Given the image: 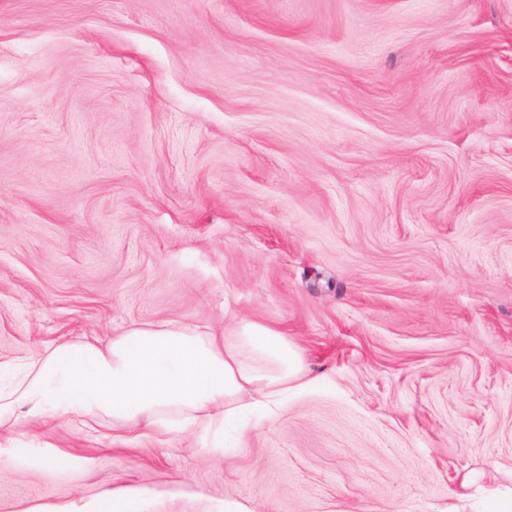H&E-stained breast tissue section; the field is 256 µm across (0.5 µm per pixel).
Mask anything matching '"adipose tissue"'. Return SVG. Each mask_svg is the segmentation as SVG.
<instances>
[{"mask_svg": "<svg viewBox=\"0 0 512 512\" xmlns=\"http://www.w3.org/2000/svg\"><path fill=\"white\" fill-rule=\"evenodd\" d=\"M302 349L280 329L244 322L221 336L146 324L106 345L62 342L0 386V427L53 422L91 428L109 416L163 433L270 417L308 384Z\"/></svg>", "mask_w": 512, "mask_h": 512, "instance_id": "ef3b65f1", "label": "adipose tissue"}]
</instances>
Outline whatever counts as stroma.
Masks as SVG:
<instances>
[{"label":"stroma","instance_id":"obj_1","mask_svg":"<svg viewBox=\"0 0 512 512\" xmlns=\"http://www.w3.org/2000/svg\"><path fill=\"white\" fill-rule=\"evenodd\" d=\"M312 382L228 447L0 429V512H487L512 492V0H0V373L171 323Z\"/></svg>","mask_w":512,"mask_h":512}]
</instances>
